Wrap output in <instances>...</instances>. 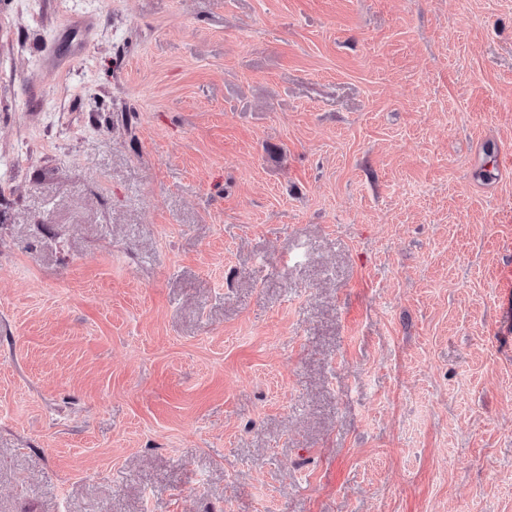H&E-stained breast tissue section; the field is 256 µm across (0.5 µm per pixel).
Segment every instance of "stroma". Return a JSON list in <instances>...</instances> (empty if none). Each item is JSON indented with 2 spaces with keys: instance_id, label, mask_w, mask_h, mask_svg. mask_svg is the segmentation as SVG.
<instances>
[{
  "instance_id": "stroma-1",
  "label": "stroma",
  "mask_w": 512,
  "mask_h": 512,
  "mask_svg": "<svg viewBox=\"0 0 512 512\" xmlns=\"http://www.w3.org/2000/svg\"><path fill=\"white\" fill-rule=\"evenodd\" d=\"M512 0H0V512H512ZM496 288H498V330L499 337L506 338L512 328V256L503 261L497 271Z\"/></svg>"
}]
</instances>
